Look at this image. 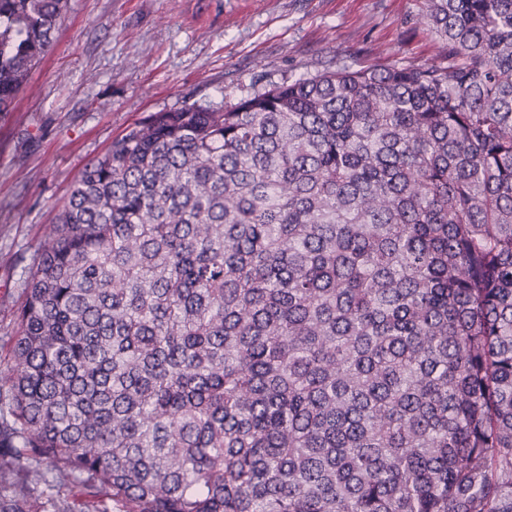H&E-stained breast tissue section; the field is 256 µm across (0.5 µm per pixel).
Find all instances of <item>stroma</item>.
<instances>
[{
	"label": "stroma",
	"instance_id": "obj_1",
	"mask_svg": "<svg viewBox=\"0 0 512 512\" xmlns=\"http://www.w3.org/2000/svg\"><path fill=\"white\" fill-rule=\"evenodd\" d=\"M423 3L68 0L16 111L0 114V369L26 272L71 185L129 126L343 63H439Z\"/></svg>",
	"mask_w": 512,
	"mask_h": 512
}]
</instances>
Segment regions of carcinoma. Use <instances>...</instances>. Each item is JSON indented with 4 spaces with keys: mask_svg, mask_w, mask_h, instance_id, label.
Instances as JSON below:
<instances>
[{
    "mask_svg": "<svg viewBox=\"0 0 512 512\" xmlns=\"http://www.w3.org/2000/svg\"><path fill=\"white\" fill-rule=\"evenodd\" d=\"M66 2L0 0V113ZM424 19L438 65L186 103L86 164L0 371V512H512V0ZM59 495L68 506L69 512H96L98 510L96 500L81 484L69 483L60 489Z\"/></svg>",
    "mask_w": 512,
    "mask_h": 512,
    "instance_id": "obj_1",
    "label": "carcinoma"
}]
</instances>
